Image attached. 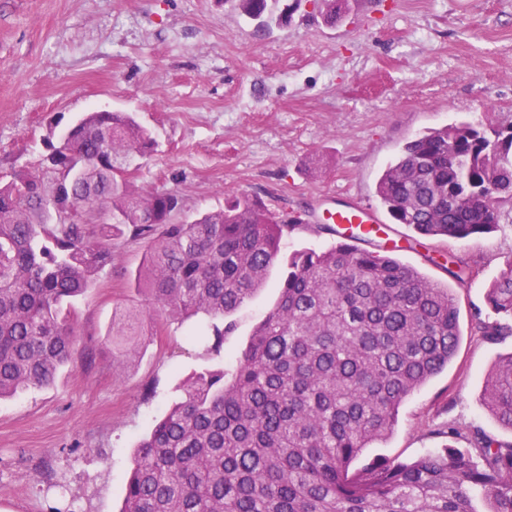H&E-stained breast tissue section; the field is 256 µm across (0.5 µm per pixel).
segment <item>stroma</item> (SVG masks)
I'll return each instance as SVG.
<instances>
[{
    "label": "stroma",
    "mask_w": 512,
    "mask_h": 512,
    "mask_svg": "<svg viewBox=\"0 0 512 512\" xmlns=\"http://www.w3.org/2000/svg\"><path fill=\"white\" fill-rule=\"evenodd\" d=\"M131 113L157 141L136 183L178 195L176 217L222 209L236 193L300 212L283 254L331 243L312 231L321 195L376 203L403 146L433 128L512 123V0H349L334 26L315 0L256 31L236 0H0V176L28 165L80 115ZM468 262L452 284L440 255ZM143 248L119 246L78 303L74 361L49 388L0 401V512H120L137 442L169 409L179 382L223 358L232 368L279 296L273 268L232 316L219 352L158 320L135 287ZM400 260L452 285L460 343L448 368L410 395L389 437L362 463L442 448L448 422L512 440L481 403L512 335L488 342L489 288L512 260V223L465 241L425 239ZM117 312L144 320L142 353L112 365Z\"/></svg>",
    "instance_id": "stroma-1"
}]
</instances>
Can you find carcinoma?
Wrapping results in <instances>:
<instances>
[{
  "label": "carcinoma",
  "instance_id": "1",
  "mask_svg": "<svg viewBox=\"0 0 512 512\" xmlns=\"http://www.w3.org/2000/svg\"><path fill=\"white\" fill-rule=\"evenodd\" d=\"M347 0H319L341 15ZM279 0H238L281 20ZM156 142L127 112H88L48 152L0 182V400L52 386L76 342L72 301L112 264L117 241L144 247L139 276L162 317L203 315L215 352L230 317L282 267L276 305L232 369L186 378L135 450L121 512H512V442L448 425L450 444L410 462L353 463L392 432L401 404L453 360L452 289L392 256L334 242L285 257L298 227L256 196L190 222L172 192L138 189L130 161ZM389 216L424 238L489 233L512 204V123L431 129L379 177ZM512 318V261L488 291ZM487 341L512 324H476ZM114 360L140 344L139 321L113 317ZM486 410L512 432V353L490 369ZM464 440L468 447L454 443Z\"/></svg>",
  "mask_w": 512,
  "mask_h": 512
}]
</instances>
